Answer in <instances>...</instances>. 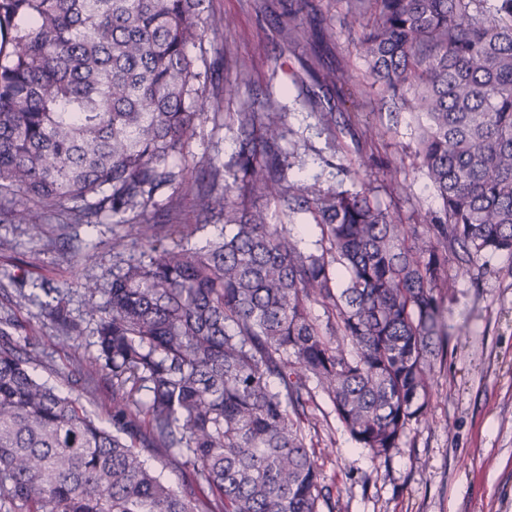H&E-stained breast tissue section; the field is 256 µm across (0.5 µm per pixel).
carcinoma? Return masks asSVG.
Instances as JSON below:
<instances>
[{
  "mask_svg": "<svg viewBox=\"0 0 512 512\" xmlns=\"http://www.w3.org/2000/svg\"><path fill=\"white\" fill-rule=\"evenodd\" d=\"M208 0H0V194L40 232L73 203L90 224L171 187L228 232L189 245L185 224H130L147 249L112 273L83 374L112 377V429L28 370L35 350L0 327V512H320L325 486L305 424L314 390L351 438L389 456L428 412L461 263L512 255V0H350L372 84L416 115L421 170L440 213L421 230L363 192L285 184L284 115L235 113L240 189L309 211L327 253L171 162L218 105L189 47L224 38ZM334 255L329 260L327 254ZM345 271L338 286L332 263ZM327 313L317 323L310 305ZM48 316L82 329L61 304ZM185 474L173 487L145 455Z\"/></svg>",
  "mask_w": 512,
  "mask_h": 512,
  "instance_id": "carcinoma-1",
  "label": "carcinoma"
}]
</instances>
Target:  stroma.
<instances>
[{"label":"stroma","mask_w":512,"mask_h":512,"mask_svg":"<svg viewBox=\"0 0 512 512\" xmlns=\"http://www.w3.org/2000/svg\"><path fill=\"white\" fill-rule=\"evenodd\" d=\"M299 4L210 0V14L229 18L231 25L223 40L206 39L189 49L192 57L205 58L206 93L220 100L217 114L196 123L190 174L211 160L232 176L238 154L232 116L248 104L269 102L285 115L287 181L365 191L401 223H429L440 204L414 158V116L396 112L378 91L345 97L315 80L316 74L342 69L354 84L369 81L355 48L360 27L346 0H312V9L303 12L304 29L323 35L313 47L276 26ZM236 58L251 62L247 77L233 66ZM328 107L336 123L326 131L318 111ZM370 126L383 129V137L366 141L363 132ZM169 194L166 188L158 191V208L141 217L128 212L68 224L59 214L37 235L9 223L8 204L0 202V317H8L15 338L35 342L39 354L32 373L107 426L111 378L98 374L87 380L78 372L98 354L89 311L104 296L86 294L79 282L88 277L111 282L119 263L112 242L136 222L196 225L191 242L199 246L219 236L223 220H201L190 197H183L176 214H168ZM55 302L81 326V336L66 339L50 320L47 307ZM445 304L448 342L431 370L428 414L412 424L389 459L359 447L327 397L316 396L310 445L330 491L320 512H512V256L476 259L469 272H459Z\"/></svg>","instance_id":"35a3bbf8"}]
</instances>
